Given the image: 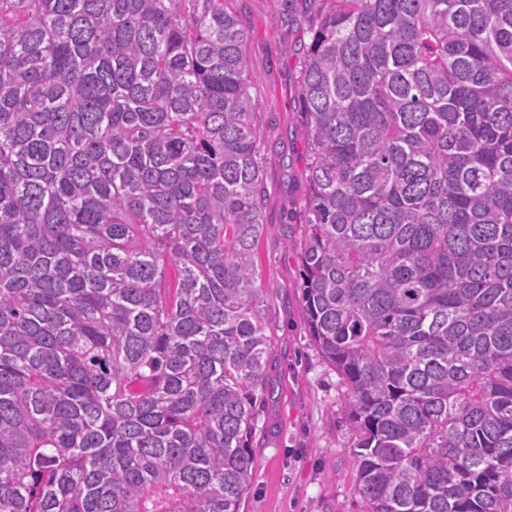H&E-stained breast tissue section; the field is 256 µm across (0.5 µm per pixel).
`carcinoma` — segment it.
<instances>
[{"instance_id": "carcinoma-1", "label": "carcinoma", "mask_w": 512, "mask_h": 512, "mask_svg": "<svg viewBox=\"0 0 512 512\" xmlns=\"http://www.w3.org/2000/svg\"><path fill=\"white\" fill-rule=\"evenodd\" d=\"M227 0H0V512H239L272 352ZM310 336L363 512H512V0H327Z\"/></svg>"}]
</instances>
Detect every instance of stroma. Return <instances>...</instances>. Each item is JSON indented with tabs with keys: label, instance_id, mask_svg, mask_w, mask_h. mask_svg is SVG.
<instances>
[{
	"label": "stroma",
	"instance_id": "35a3bbf8",
	"mask_svg": "<svg viewBox=\"0 0 512 512\" xmlns=\"http://www.w3.org/2000/svg\"><path fill=\"white\" fill-rule=\"evenodd\" d=\"M230 6L251 30L248 72L263 114L267 231L258 263L274 327L267 371L272 393L260 405L252 483L239 512H362L340 413L345 388L309 336L298 232L288 222L305 183L298 72L325 0H231Z\"/></svg>",
	"mask_w": 512,
	"mask_h": 512
}]
</instances>
